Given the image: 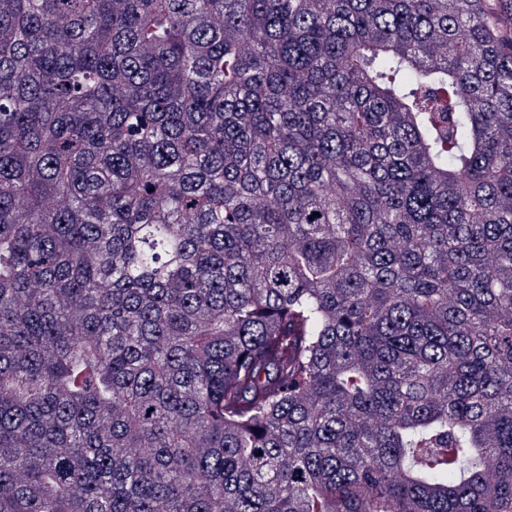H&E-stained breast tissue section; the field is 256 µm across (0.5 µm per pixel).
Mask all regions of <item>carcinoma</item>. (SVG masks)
Segmentation results:
<instances>
[{
	"label": "carcinoma",
	"instance_id": "cac0c4a2",
	"mask_svg": "<svg viewBox=\"0 0 512 512\" xmlns=\"http://www.w3.org/2000/svg\"><path fill=\"white\" fill-rule=\"evenodd\" d=\"M0 512H512V0H0Z\"/></svg>",
	"mask_w": 512,
	"mask_h": 512
}]
</instances>
